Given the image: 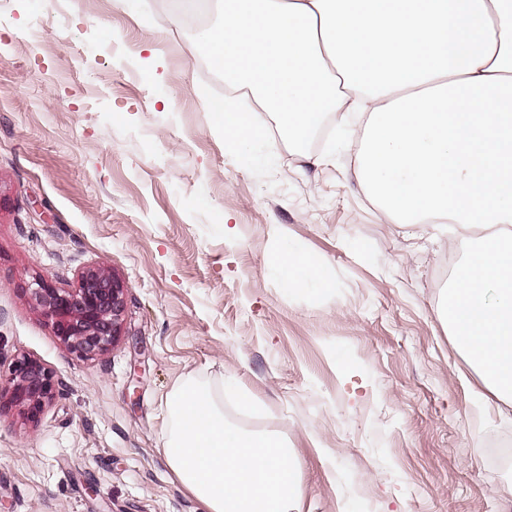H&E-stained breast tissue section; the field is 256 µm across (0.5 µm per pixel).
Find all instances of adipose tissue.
I'll return each instance as SVG.
<instances>
[{
    "label": "adipose tissue",
    "instance_id": "adipose-tissue-1",
    "mask_svg": "<svg viewBox=\"0 0 512 512\" xmlns=\"http://www.w3.org/2000/svg\"><path fill=\"white\" fill-rule=\"evenodd\" d=\"M198 48L304 148L326 113L351 132L358 180L394 224L485 231L445 319L487 392L512 409V0H220ZM211 124L263 166L249 113Z\"/></svg>",
    "mask_w": 512,
    "mask_h": 512
}]
</instances>
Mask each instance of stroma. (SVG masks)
Wrapping results in <instances>:
<instances>
[{
    "label": "stroma",
    "mask_w": 512,
    "mask_h": 512,
    "mask_svg": "<svg viewBox=\"0 0 512 512\" xmlns=\"http://www.w3.org/2000/svg\"><path fill=\"white\" fill-rule=\"evenodd\" d=\"M220 19L217 0L200 24L170 0H0V365L60 381L38 424L0 411V512H206L163 453L164 401L192 380L286 441L298 512H512V461L487 448L512 417L442 317L482 228L389 223L333 126L298 152L253 113L267 163L243 166L207 111L239 92L194 64ZM287 250L322 280L288 287ZM90 265L125 312L85 360L27 286Z\"/></svg>",
    "instance_id": "obj_1"
}]
</instances>
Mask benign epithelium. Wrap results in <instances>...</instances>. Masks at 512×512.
<instances>
[{
    "label": "benign epithelium",
    "instance_id": "obj_1",
    "mask_svg": "<svg viewBox=\"0 0 512 512\" xmlns=\"http://www.w3.org/2000/svg\"><path fill=\"white\" fill-rule=\"evenodd\" d=\"M30 301L51 333L70 352L93 359L107 353L121 336L125 310L124 285L107 267L91 265L75 282L59 288L38 278ZM59 383L40 361L22 356L0 369V410L14 407L35 424L54 399Z\"/></svg>",
    "mask_w": 512,
    "mask_h": 512
}]
</instances>
